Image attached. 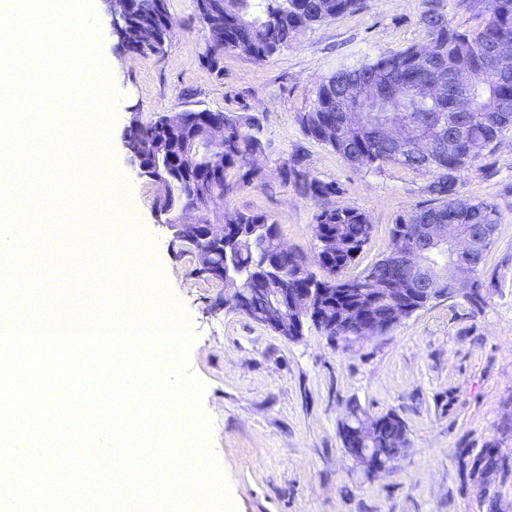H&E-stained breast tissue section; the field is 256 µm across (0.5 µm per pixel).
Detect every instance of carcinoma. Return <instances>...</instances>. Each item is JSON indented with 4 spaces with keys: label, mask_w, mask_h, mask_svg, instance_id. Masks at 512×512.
I'll use <instances>...</instances> for the list:
<instances>
[{
    "label": "carcinoma",
    "mask_w": 512,
    "mask_h": 512,
    "mask_svg": "<svg viewBox=\"0 0 512 512\" xmlns=\"http://www.w3.org/2000/svg\"><path fill=\"white\" fill-rule=\"evenodd\" d=\"M224 24L218 25L205 16L200 19L208 31V47L212 56L241 52L256 62H264L288 47L298 35L313 26L334 19L346 12L358 10L364 0H225ZM420 24L433 51L408 47L398 52H381L366 56L350 66H343L327 76L319 85L312 108L300 118L305 135L321 141L338 153L354 170L380 173L388 166H401L431 176L428 192L435 203L400 215L391 233H407L420 218L427 216L435 224H499V211L488 201H471L462 197V172L477 156L474 144L485 148L496 142L502 132L512 127V66L505 67L499 58V48L512 46V0H489V16L484 24L461 31L451 26L440 0H428L420 15ZM159 35L144 34L135 42L120 39L117 46L143 56H158ZM463 71L471 76L468 90L448 87V95L440 100H402L376 104L368 112L373 128L342 123L336 112L338 99L346 87L355 81H388L397 79L423 83L442 69ZM460 97L469 100L464 113L466 130L457 135L454 144L428 161L417 155L397 157L389 143L378 136L381 128L393 119L407 124L434 125L448 121L456 114L455 103ZM164 116L144 123L133 117L126 129V143L142 164L149 169L160 165L167 168L169 188L156 201L160 211L169 208H194L204 222L209 215L216 222L236 228L237 238L225 242L224 271L245 274L252 288H267L260 277L265 261L275 262L281 270L286 287L294 288L299 278L314 288L326 287L325 282L309 268L302 253L278 255L275 240L278 224L263 212L240 210L228 205V198L241 187L251 183L246 175L236 173L240 156L268 148L262 126L253 118L224 114V176L207 191L201 189L196 166L184 156L179 143L164 136ZM283 183L291 185L301 196L318 206L314 216L315 262L319 269L340 275L361 255L369 242L372 225L364 212L355 207H336L329 203L336 194L331 182H324L305 169L303 157L294 156L282 161ZM328 238L336 239V256L328 258L323 246ZM332 264H327V260ZM376 276L375 284L361 277L336 280V287H380L384 281L397 276L378 259L368 267ZM315 327L333 340H343L351 329H339L327 317ZM379 426L371 437V447L392 459L400 453L395 447V435L408 433L404 419L394 412L376 417ZM339 437L345 452L352 458L359 452V442L350 427L339 426Z\"/></svg>",
    "instance_id": "cac0c4a2"
}]
</instances>
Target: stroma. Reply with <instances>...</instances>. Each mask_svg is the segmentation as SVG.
I'll use <instances>...</instances> for the list:
<instances>
[{"label":"stroma","mask_w":512,"mask_h":512,"mask_svg":"<svg viewBox=\"0 0 512 512\" xmlns=\"http://www.w3.org/2000/svg\"><path fill=\"white\" fill-rule=\"evenodd\" d=\"M116 110L102 120L107 168L121 173L135 218L131 240L147 241L163 286L195 339L187 362L203 384L198 412L233 512H512V128L480 151L460 190L500 212L480 277L486 301L438 300L385 332L347 345L305 325L290 340L225 305L223 284L193 276V257L176 255L158 217L157 186L138 178L125 146L131 112L148 121L186 108L258 118L269 146L256 163L262 178L229 198L233 208L262 211L288 248L313 253L316 205L285 185L280 160L334 183L335 206L368 216L372 237L349 275L391 246L397 216L429 204L430 175L400 166L353 170L331 147L306 136L299 118L323 77L383 51L425 42V0H366L360 10L313 26L259 63L225 54L221 71L201 56L208 32L193 0H169L174 33L162 56L117 53L112 15L90 0ZM371 416L393 411L406 422L409 446L390 471L372 476L345 453L338 425L349 401ZM505 470L474 472L484 448ZM497 510H489V499Z\"/></svg>","instance_id":"35a3bbf8"}]
</instances>
